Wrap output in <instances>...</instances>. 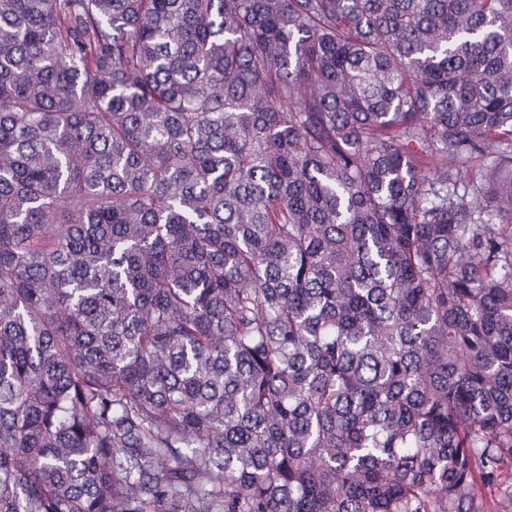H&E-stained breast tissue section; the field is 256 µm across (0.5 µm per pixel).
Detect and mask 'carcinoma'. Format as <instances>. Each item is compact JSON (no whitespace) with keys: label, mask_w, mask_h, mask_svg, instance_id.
<instances>
[{"label":"carcinoma","mask_w":512,"mask_h":512,"mask_svg":"<svg viewBox=\"0 0 512 512\" xmlns=\"http://www.w3.org/2000/svg\"><path fill=\"white\" fill-rule=\"evenodd\" d=\"M509 465L512 0H0V512Z\"/></svg>","instance_id":"cac0c4a2"}]
</instances>
